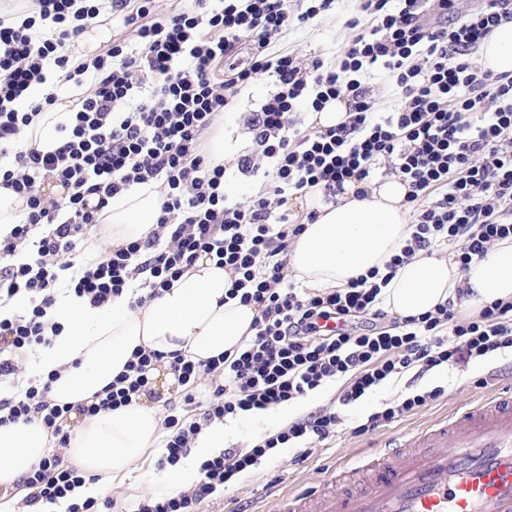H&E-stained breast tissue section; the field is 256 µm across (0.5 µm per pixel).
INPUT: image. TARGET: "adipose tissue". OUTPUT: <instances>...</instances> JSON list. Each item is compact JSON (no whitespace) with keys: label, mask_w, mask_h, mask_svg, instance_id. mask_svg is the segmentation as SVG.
<instances>
[{"label":"adipose tissue","mask_w":512,"mask_h":512,"mask_svg":"<svg viewBox=\"0 0 512 512\" xmlns=\"http://www.w3.org/2000/svg\"><path fill=\"white\" fill-rule=\"evenodd\" d=\"M479 63L497 73H512V25L495 30L482 43ZM348 182L337 204L323 205L317 191L300 199L303 211L318 210L290 244L288 266L305 285L340 288L372 269H384L399 254L409 233L405 189L389 178L365 198ZM156 190L141 189L116 199L100 214L99 246L144 238L159 213ZM228 272L208 257L198 258L161 296L138 309L118 299L98 310L76 298L59 299L49 318L61 325L49 348L31 362L35 377L54 375L51 399L77 405L100 393L122 373L134 353L149 349L179 352L193 361L236 354L257 316L253 306L225 302ZM469 291L477 310L512 301V239L496 242L466 272L447 260L420 255L398 267L384 290V307L394 317L433 311L456 288ZM161 437L156 407L146 400L80 418L67 448L71 461L94 476L83 495L121 482L134 465L145 463ZM47 434L38 425L0 426V486H11L46 454Z\"/></svg>","instance_id":"1"}]
</instances>
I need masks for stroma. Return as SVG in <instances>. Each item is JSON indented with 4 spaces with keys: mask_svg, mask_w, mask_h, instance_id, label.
<instances>
[{
    "mask_svg": "<svg viewBox=\"0 0 512 512\" xmlns=\"http://www.w3.org/2000/svg\"><path fill=\"white\" fill-rule=\"evenodd\" d=\"M357 8L358 0H338L335 9L315 27L290 30L280 45L294 50L303 59L318 55L332 60L353 35L344 22L356 14ZM270 91L271 87L266 81H255L242 90L236 107L227 110L219 132L224 145L225 165H232L236 157L250 147V141L242 130L241 112L252 108ZM511 384L512 352H499L467 363L443 365L428 372L418 383L422 390L443 387L445 394L442 398L373 434L362 437L353 435V427L364 422L368 415L400 402L409 394L407 379L390 380L356 403L338 408L342 423L335 437L314 444L312 450L305 454L297 448L285 453L277 452L275 460L261 461L254 472L233 477L223 490L217 491L202 505L201 512H227L233 506L239 508L240 512H278L279 502L285 495L316 489L335 490L333 472L338 463L354 461L374 444L428 424L439 415L462 408L475 400L494 396ZM285 425V420L274 414L263 418L243 415L227 434L224 444L231 448H248ZM177 473V468L161 469L152 461L134 469L123 482L104 490L103 495L113 501L112 512H134L138 501L147 497L149 484L157 479L171 478Z\"/></svg>",
    "mask_w": 512,
    "mask_h": 512,
    "instance_id": "35a3bbf8",
    "label": "stroma"
}]
</instances>
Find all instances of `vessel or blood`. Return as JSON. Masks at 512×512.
Instances as JSON below:
<instances>
[{
	"label": "vessel or blood",
	"instance_id": "obj_1",
	"mask_svg": "<svg viewBox=\"0 0 512 512\" xmlns=\"http://www.w3.org/2000/svg\"><path fill=\"white\" fill-rule=\"evenodd\" d=\"M342 478L360 490L297 496L284 512H512V394L384 444Z\"/></svg>",
	"mask_w": 512,
	"mask_h": 512
}]
</instances>
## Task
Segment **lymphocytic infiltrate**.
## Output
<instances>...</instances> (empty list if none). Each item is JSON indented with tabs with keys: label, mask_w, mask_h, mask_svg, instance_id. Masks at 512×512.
I'll return each mask as SVG.
<instances>
[{
	"label": "lymphocytic infiltrate",
	"mask_w": 512,
	"mask_h": 512,
	"mask_svg": "<svg viewBox=\"0 0 512 512\" xmlns=\"http://www.w3.org/2000/svg\"><path fill=\"white\" fill-rule=\"evenodd\" d=\"M361 0L346 20L354 35L334 64L300 60L276 49L279 37L308 28L335 0H186L170 12L155 0H32L29 15L0 16V186L22 200L18 224L0 238V305L21 300L0 319V383L15 382L21 357L52 344L45 316L59 288L102 309L125 296L138 307L158 297L199 256L232 275L226 297L255 306V334L235 356L193 362L141 350L128 368L87 403L50 399L51 380L31 379L0 398V426L38 423L53 439L47 457L23 476L28 507L70 499L68 512H109L110 500L73 498L88 477L68 464L71 413L94 416L152 396L149 373L168 361L184 386L209 383L207 405L185 421L168 401L160 466L187 458L204 426L267 410L338 383L337 406L350 405L391 379L416 385L435 367L512 349V302L497 301L459 317L465 289L434 312L389 319L383 290L417 254L452 246L459 271L512 238V75L482 69L472 56L496 28L512 23V0ZM121 19L125 36L77 54L82 34L104 13ZM244 52L232 59L234 49ZM395 80L397 99L377 109L372 80ZM265 80L272 92L242 113L251 150L235 170L268 191L241 204L225 188L227 167L212 164L204 138L242 87ZM42 99L23 108L28 91ZM76 87L77 108L59 125L56 146L25 139L62 87ZM346 104L334 126L304 124L302 111ZM406 188L409 236L386 272L370 271L341 288L315 292L288 273L287 254L303 230L288 202L319 189L335 203L345 183L359 197L379 174ZM162 198L145 239L84 260L98 213L132 188ZM442 389L416 390L368 416L355 435L378 431L437 401ZM337 407L291 422L251 448H227L203 460L188 490L139 502L136 512H199L218 486L271 460L291 444L321 443L341 423Z\"/></svg>",
	"instance_id": "1"
}]
</instances>
